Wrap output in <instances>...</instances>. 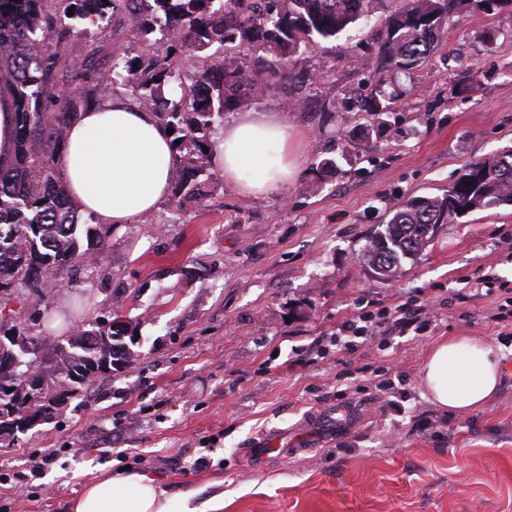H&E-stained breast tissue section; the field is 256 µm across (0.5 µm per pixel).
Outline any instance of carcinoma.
Instances as JSON below:
<instances>
[{
	"label": "carcinoma",
	"mask_w": 512,
	"mask_h": 512,
	"mask_svg": "<svg viewBox=\"0 0 512 512\" xmlns=\"http://www.w3.org/2000/svg\"><path fill=\"white\" fill-rule=\"evenodd\" d=\"M0 0V83L16 97L17 149L0 163V296L26 288L42 298L55 271L102 253L111 228L83 218L70 200L51 144L90 104L95 88H122L174 130L171 188L183 202L195 197L196 178L211 164V130L246 91L284 76L301 49L347 31L369 0ZM512 11V0H400L385 20L376 70L408 73L439 46L458 13ZM126 23L143 37L161 34L134 55L107 66L94 43ZM89 42L74 76L62 73L69 43ZM266 56L246 69L245 48ZM396 95L379 81L362 111L378 125ZM512 205V147L472 162L440 196H422L390 210L370 237L367 267L377 278L395 276L460 215ZM128 324L118 311L54 339L29 336L15 324L0 328V439L27 431L34 418L49 423L64 399L104 379L102 366L119 372L137 361L124 342ZM40 359L38 375L29 373Z\"/></svg>",
	"instance_id": "obj_1"
}]
</instances>
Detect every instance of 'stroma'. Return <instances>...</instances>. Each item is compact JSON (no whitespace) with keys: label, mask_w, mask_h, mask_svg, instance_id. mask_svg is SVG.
<instances>
[{"label":"stroma","mask_w":512,"mask_h":512,"mask_svg":"<svg viewBox=\"0 0 512 512\" xmlns=\"http://www.w3.org/2000/svg\"><path fill=\"white\" fill-rule=\"evenodd\" d=\"M397 5L371 0L349 33L301 51L296 80L225 113L279 112L301 131L287 188L252 197L211 167L201 198L167 197L113 229L94 261L57 271L49 298H0V324L30 336L119 310L138 356L54 421L0 440L1 475L59 451L31 489L0 485V512H66L126 466L223 512H512V315L498 318L512 299V206L439 226L390 280L363 260L395 205L442 194L471 162L512 147V13L453 16L421 67L386 74L398 99L373 127L360 102ZM465 277L479 288L463 289ZM429 297L438 321L424 336L349 350L334 335L361 303ZM462 336L499 348L502 377L480 409L456 415L431 402L421 374L435 343ZM388 368L407 382L385 393ZM274 432L296 456L260 467L243 456ZM201 456L211 464L198 470Z\"/></svg>","instance_id":"obj_1"}]
</instances>
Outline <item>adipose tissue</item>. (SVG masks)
I'll use <instances>...</instances> for the list:
<instances>
[{
    "mask_svg": "<svg viewBox=\"0 0 512 512\" xmlns=\"http://www.w3.org/2000/svg\"><path fill=\"white\" fill-rule=\"evenodd\" d=\"M299 135L276 113L249 112L225 127L213 158L245 192L265 195L295 179ZM76 207L116 227L155 211L166 198L175 164L171 136L151 111L122 98L82 112L55 158ZM422 380L431 401L455 413L480 408L501 381L498 348L446 338L429 351ZM71 512H214V503H174L153 476L125 470L97 479Z\"/></svg>",
    "mask_w": 512,
    "mask_h": 512,
    "instance_id": "obj_1",
    "label": "adipose tissue"
}]
</instances>
